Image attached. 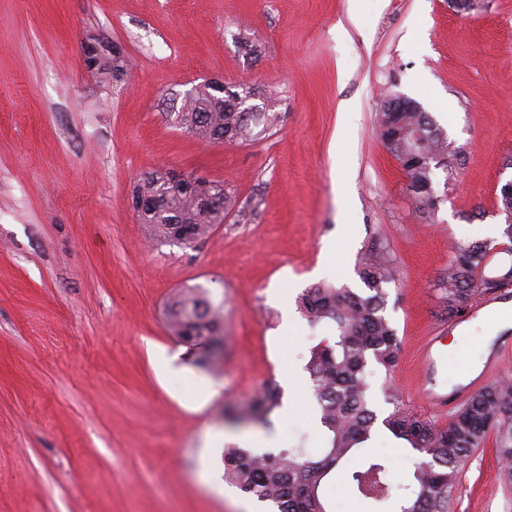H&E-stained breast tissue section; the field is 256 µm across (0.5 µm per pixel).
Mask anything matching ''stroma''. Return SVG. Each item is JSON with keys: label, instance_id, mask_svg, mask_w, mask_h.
<instances>
[{"label": "stroma", "instance_id": "obj_1", "mask_svg": "<svg viewBox=\"0 0 512 512\" xmlns=\"http://www.w3.org/2000/svg\"><path fill=\"white\" fill-rule=\"evenodd\" d=\"M91 36L131 74L100 82L84 64ZM209 78L255 105L274 96L278 126L200 144L178 112ZM391 96L419 103L457 152L434 172L428 215L378 134ZM159 169L224 181L236 206L195 246L152 239L130 195ZM511 179L512 0L468 12L448 0H0V512H243L249 497L208 440L323 446L304 366L331 331L296 300L319 283L360 287L381 248L399 271L386 311L401 345L394 370L368 381L446 424L422 383L469 379L441 363L422 372L428 336L445 329L446 349L486 380L512 373V329L492 333L489 307L449 329L435 290L452 242L495 238ZM185 288L224 317L218 370L191 365L169 333L166 304ZM269 383L281 404L268 423L223 417ZM365 451L407 484L401 440L382 431ZM324 496L330 512H371L345 472ZM450 512H512L494 438L462 469Z\"/></svg>", "mask_w": 512, "mask_h": 512}]
</instances>
